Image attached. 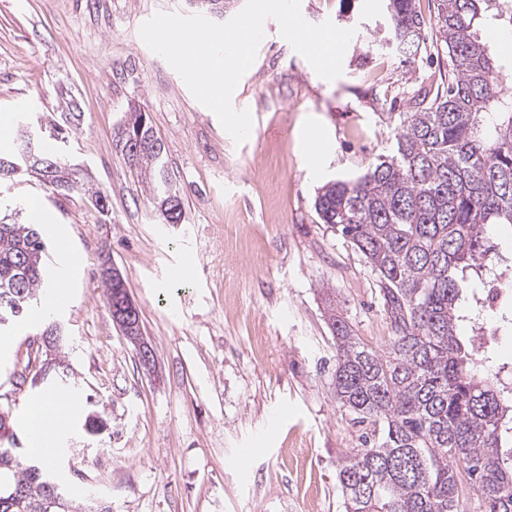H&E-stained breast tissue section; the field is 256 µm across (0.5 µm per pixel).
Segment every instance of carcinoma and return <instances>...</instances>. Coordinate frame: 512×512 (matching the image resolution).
Listing matches in <instances>:
<instances>
[{
  "instance_id": "carcinoma-1",
  "label": "carcinoma",
  "mask_w": 512,
  "mask_h": 512,
  "mask_svg": "<svg viewBox=\"0 0 512 512\" xmlns=\"http://www.w3.org/2000/svg\"><path fill=\"white\" fill-rule=\"evenodd\" d=\"M387 39L413 66L430 49L448 76L420 86L398 113L394 143L366 173L318 189L314 210L364 258L391 328L376 350L331 317L334 394L361 427L362 447L338 472L345 512H512V369L484 363L458 337L481 309L472 280L499 281L488 225L512 224V92L478 33L512 0H437L435 34L419 0H388ZM166 147L129 161L153 202L170 188ZM47 245L30 224L0 223V332L27 318L44 286ZM62 337L26 359L19 384L67 381ZM107 429L94 410L85 433ZM46 465L25 452L0 410V512H79L53 493Z\"/></svg>"
}]
</instances>
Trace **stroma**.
Listing matches in <instances>:
<instances>
[{"label":"stroma","mask_w":512,"mask_h":512,"mask_svg":"<svg viewBox=\"0 0 512 512\" xmlns=\"http://www.w3.org/2000/svg\"><path fill=\"white\" fill-rule=\"evenodd\" d=\"M158 12L191 9L186 0H0V113L42 128L47 150L107 198L101 211L82 191L32 175L0 180V222L30 223L27 203L38 199L48 266L60 230L82 256L50 315L73 370L52 389L75 409L51 476L71 499L97 498L112 512H344L337 475L360 430L334 397L327 309L375 349L390 328L370 269L320 223L314 199L389 149L390 113L407 111L419 79L448 58L419 59L408 78L382 41L384 0H301L309 22L354 29L343 74L318 77L267 20L232 98L253 117L238 145L141 40L140 25ZM71 99L81 115L62 144L50 133ZM134 106L166 146L181 223L155 210L116 146ZM312 115L327 142L318 169L303 136ZM105 262L139 308L151 366L112 319ZM36 332H17L0 358V408L16 419L49 389L17 382ZM91 409L108 423L95 440L81 429Z\"/></svg>","instance_id":"obj_1"}]
</instances>
